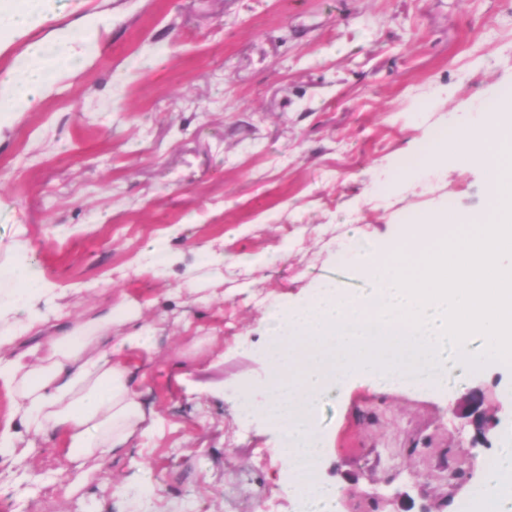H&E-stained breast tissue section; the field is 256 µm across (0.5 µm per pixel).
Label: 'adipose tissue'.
<instances>
[{"label": "adipose tissue", "instance_id": "obj_1", "mask_svg": "<svg viewBox=\"0 0 512 512\" xmlns=\"http://www.w3.org/2000/svg\"><path fill=\"white\" fill-rule=\"evenodd\" d=\"M55 9L56 0H0V51L27 42L0 69L1 123L18 106L48 96L60 76L96 45L99 21L92 15L83 17L80 29H58L29 41L30 32ZM183 231V225L170 226L148 242L134 265L152 272L170 266L171 243ZM56 295L34 261L12 255L0 263V386L12 397L10 420L0 428V458L33 455L35 439L52 433L76 467L92 457L118 459L136 440L163 428L140 390L139 358L153 351V330L142 321L141 305L125 296L94 316L51 326L32 306ZM116 325L126 326L127 333L115 342L109 333Z\"/></svg>", "mask_w": 512, "mask_h": 512}]
</instances>
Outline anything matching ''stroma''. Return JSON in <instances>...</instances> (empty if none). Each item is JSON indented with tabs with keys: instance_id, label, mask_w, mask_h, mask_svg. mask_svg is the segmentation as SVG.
<instances>
[{
	"instance_id": "stroma-1",
	"label": "stroma",
	"mask_w": 512,
	"mask_h": 512,
	"mask_svg": "<svg viewBox=\"0 0 512 512\" xmlns=\"http://www.w3.org/2000/svg\"><path fill=\"white\" fill-rule=\"evenodd\" d=\"M97 47L55 92L0 125V242L25 229L59 310L144 303L156 348L144 399L165 421L121 460L0 466V512H296L276 431L256 412L266 311L332 284L372 288L360 248L415 214L482 210L483 169L425 166L432 132L512 91V0H85ZM185 224L160 274L131 260ZM289 245L278 256L281 245ZM268 254L225 265L209 301L183 291L197 248ZM500 422L474 442L457 401ZM512 369H458L441 390L336 385L319 405L320 477L338 512H461L512 434ZM151 474L154 493L141 489ZM123 485V495L112 492Z\"/></svg>"
}]
</instances>
